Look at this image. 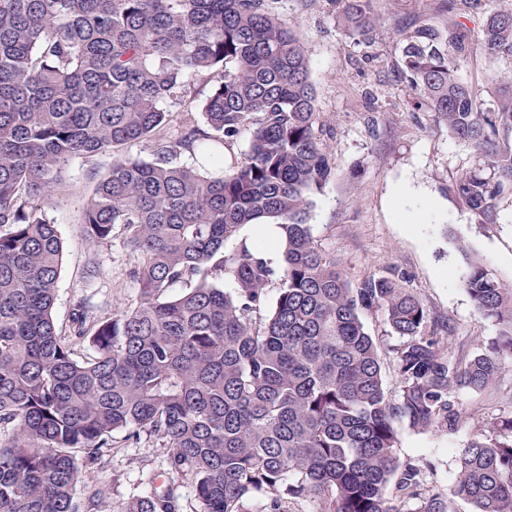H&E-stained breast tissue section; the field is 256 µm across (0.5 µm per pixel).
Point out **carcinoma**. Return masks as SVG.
<instances>
[{
	"mask_svg": "<svg viewBox=\"0 0 512 512\" xmlns=\"http://www.w3.org/2000/svg\"><path fill=\"white\" fill-rule=\"evenodd\" d=\"M281 0H0V512H79L76 454L102 461L145 433L168 449V470L192 481L201 512H512V415L499 417L457 459L443 492L430 466L394 454L399 429L459 417L456 389L486 388L512 359V284L457 245L461 284L499 334L466 363L427 332L428 314L390 276L352 284L314 244L311 196L333 174L319 131L308 58ZM358 40L374 30L372 0H342ZM488 54L512 60V9L477 33ZM469 30L427 21L403 34L401 72L423 102L484 159L457 195L485 223L512 188V77L482 107L448 57ZM197 78L212 83L177 142L167 105ZM251 129L244 161L220 177L177 162L196 151L224 166L220 146ZM152 140L154 158L121 154ZM115 153L83 210L88 237L118 226L140 255V302L88 320L79 303L68 333L52 310L63 247L39 201L61 194L75 158ZM271 219L282 263L225 243ZM229 279L230 292L217 286ZM274 307L263 312L269 285ZM185 284L179 295L169 288ZM381 311L399 385H384L378 346L362 315ZM91 354L77 357L80 348ZM120 512H179L180 485L156 486Z\"/></svg>",
	"mask_w": 512,
	"mask_h": 512,
	"instance_id": "1",
	"label": "carcinoma"
}]
</instances>
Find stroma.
Segmentation results:
<instances>
[{
	"instance_id": "35a3bbf8",
	"label": "stroma",
	"mask_w": 512,
	"mask_h": 512,
	"mask_svg": "<svg viewBox=\"0 0 512 512\" xmlns=\"http://www.w3.org/2000/svg\"><path fill=\"white\" fill-rule=\"evenodd\" d=\"M379 24L369 44H359L345 29L334 0H282L279 12L299 31L309 58L316 110L334 167L330 181L312 197L310 223L316 246L336 261L351 282L386 273L417 295L429 315V330L450 324L452 334L443 349L450 359L467 361L480 346L494 341L498 327L474 306L460 283L463 262L453 246L461 241L505 282L512 283V192L495 201L497 220L482 224L453 193L463 173L482 169L483 161L468 144L453 139L448 127L429 107H414L396 65L401 60V36L421 21L447 28L462 24L478 30L485 18L483 0H456L454 12H444L440 0H373ZM512 73V60L489 56L472 42L457 61V75L482 106L498 92L497 78ZM210 84L195 80L190 99L171 105L169 141H177L183 125L204 126L203 103ZM112 166L111 153L73 159L63 170L64 192L49 202L46 213L63 244L54 322L68 330L77 301L94 315L135 305L140 290L130 276L138 262L123 229L101 243L89 240L82 224L85 203L97 182ZM409 184L440 199L443 211L414 224L398 223L394 190ZM447 268L439 278L438 268ZM367 332L379 347L388 395L398 393L390 336L385 316L363 314ZM451 400L460 414L454 425L436 424L425 430L401 429L395 454L403 462L428 463L432 481L447 489L456 473L462 448L496 418L512 412V361L488 387L454 391ZM167 451L155 438L113 449L103 464L82 469L75 490L84 503L87 486L106 484L115 512L146 491L141 475L164 473Z\"/></svg>"
}]
</instances>
